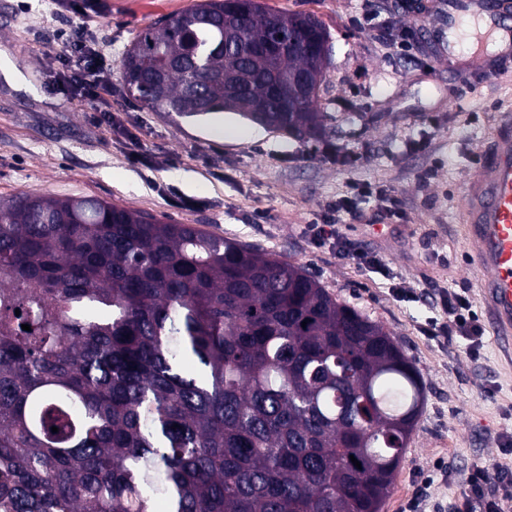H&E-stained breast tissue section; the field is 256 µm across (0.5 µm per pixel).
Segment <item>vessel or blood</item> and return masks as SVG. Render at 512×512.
<instances>
[{"instance_id": "b4317fda", "label": "vessel or blood", "mask_w": 512, "mask_h": 512, "mask_svg": "<svg viewBox=\"0 0 512 512\" xmlns=\"http://www.w3.org/2000/svg\"><path fill=\"white\" fill-rule=\"evenodd\" d=\"M498 34L499 62L512 61V0H450L448 26L467 21ZM460 229L472 268L481 276L483 302L503 339L512 338V113L503 112L474 178L462 191Z\"/></svg>"}]
</instances>
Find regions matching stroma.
<instances>
[{
	"instance_id": "obj_1",
	"label": "stroma",
	"mask_w": 512,
	"mask_h": 512,
	"mask_svg": "<svg viewBox=\"0 0 512 512\" xmlns=\"http://www.w3.org/2000/svg\"><path fill=\"white\" fill-rule=\"evenodd\" d=\"M195 0H0V55L16 88L0 73V198L23 193L96 196L162 220L191 224L305 267L341 301L381 322L420 371L425 403L390 496L380 512H401L419 476L442 463L431 489L442 505L463 494L476 465L512 469L500 437L512 433V357L486 327L480 360L461 341L423 336L443 320L431 295L466 291L483 312L480 276L463 251L457 224L462 187L476 171L499 112L512 109V65L488 70L471 57L449 72L448 23L441 11L416 16L396 0H262L273 10L314 14L329 32L319 109L330 134L312 145L224 112L182 117L153 112L130 96L121 75L125 50L140 30L190 8ZM373 28L359 25L363 12ZM83 28L107 37L112 57L111 126L88 119L89 102L52 90L59 47L46 32ZM138 139L143 161L122 150ZM390 189L403 216L384 213L362 194ZM357 201L343 224L356 246L380 254L396 279L358 271L335 249L314 247L306 227L330 201ZM421 294L398 301L391 286Z\"/></svg>"
}]
</instances>
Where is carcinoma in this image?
Here are the masks:
<instances>
[{
    "instance_id": "1",
    "label": "carcinoma",
    "mask_w": 512,
    "mask_h": 512,
    "mask_svg": "<svg viewBox=\"0 0 512 512\" xmlns=\"http://www.w3.org/2000/svg\"><path fill=\"white\" fill-rule=\"evenodd\" d=\"M224 6L141 30L126 89L249 120L316 66L315 15L252 0L226 45ZM276 31L300 45L270 69L250 47ZM270 117L325 135L317 97ZM424 401L385 327L286 257L97 197L0 199V512H379Z\"/></svg>"
}]
</instances>
